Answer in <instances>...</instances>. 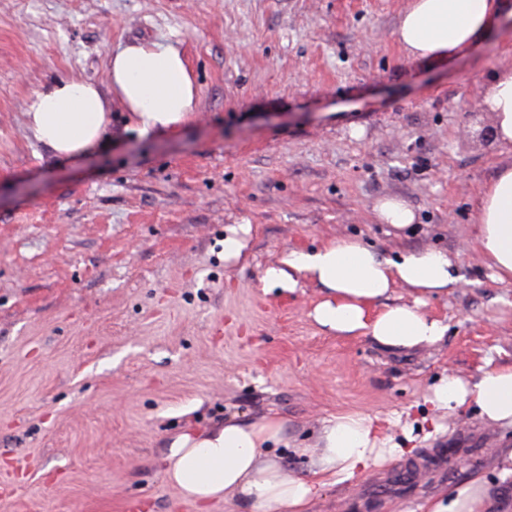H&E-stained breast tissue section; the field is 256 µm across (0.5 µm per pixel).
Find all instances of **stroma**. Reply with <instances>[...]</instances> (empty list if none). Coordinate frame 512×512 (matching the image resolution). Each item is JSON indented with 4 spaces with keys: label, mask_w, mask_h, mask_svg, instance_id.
Masks as SVG:
<instances>
[{
    "label": "stroma",
    "mask_w": 512,
    "mask_h": 512,
    "mask_svg": "<svg viewBox=\"0 0 512 512\" xmlns=\"http://www.w3.org/2000/svg\"><path fill=\"white\" fill-rule=\"evenodd\" d=\"M411 0H0V512H197L163 473L171 441L230 417L285 423L271 449L311 477L325 419H395L410 452L324 486L308 512H431L471 479L512 512V427L475 404L433 413L447 376L512 366V283L472 242L476 203L512 164L479 102L512 69V29L445 60L393 32ZM183 53L190 121L140 137L109 97L111 137L51 158L25 102L54 79L107 87L131 44ZM415 213L398 233L373 207ZM247 247L225 259L230 228ZM355 238L437 249L463 288L428 300L435 345L388 349L312 317L321 288L264 291L283 253Z\"/></svg>",
    "instance_id": "obj_1"
}]
</instances>
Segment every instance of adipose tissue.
<instances>
[{
	"mask_svg": "<svg viewBox=\"0 0 512 512\" xmlns=\"http://www.w3.org/2000/svg\"><path fill=\"white\" fill-rule=\"evenodd\" d=\"M512 20V0H413L394 31L414 59L437 60L476 45ZM109 86L130 112L140 136L174 131L195 110L196 87L187 61L174 47L157 43L128 46L110 62ZM494 115V137L512 147V70L495 73L482 100ZM33 137L56 158L85 155L108 135L106 100L93 81L58 80L36 89L26 103ZM473 242L493 280L512 282V166L483 191L476 211ZM320 285L324 299L314 310L318 324L339 336H371L391 349L432 346L446 325L428 314L427 298L460 288L461 278L448 254L432 249L380 255L355 240H342L309 252L291 251L268 268L265 284L295 292L300 278ZM411 287L412 303L391 299L395 286ZM434 411L475 403L482 417L512 425V367L480 371L471 380L448 376L427 398ZM284 423L271 416L259 422L233 418L210 432L184 433L163 459L166 479L195 506L234 499L245 512L275 506L306 512L317 488L334 484L400 453L380 420L343 414L323 422L321 445L312 449L314 476L288 474L269 455L282 442Z\"/></svg>",
	"mask_w": 512,
	"mask_h": 512,
	"instance_id": "adipose-tissue-1",
	"label": "adipose tissue"
}]
</instances>
